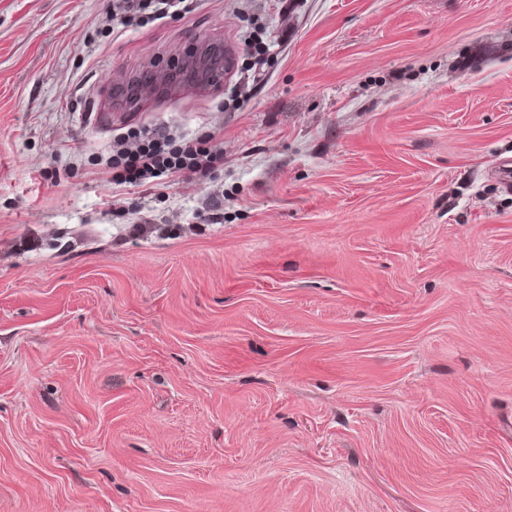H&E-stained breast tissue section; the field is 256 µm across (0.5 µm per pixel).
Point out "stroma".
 Here are the masks:
<instances>
[{
    "label": "stroma",
    "instance_id": "35a3bbf8",
    "mask_svg": "<svg viewBox=\"0 0 512 512\" xmlns=\"http://www.w3.org/2000/svg\"><path fill=\"white\" fill-rule=\"evenodd\" d=\"M112 4L0 0V512H512V0ZM115 16H119L121 25L132 26L144 17L163 19L170 8L179 7L185 0H116L114 1ZM176 8L174 11H178ZM129 147L126 139L117 141L108 174L114 186L145 185L163 175L189 172L206 175L224 164V154L211 139H196L176 144L164 134Z\"/></svg>",
    "mask_w": 512,
    "mask_h": 512
}]
</instances>
